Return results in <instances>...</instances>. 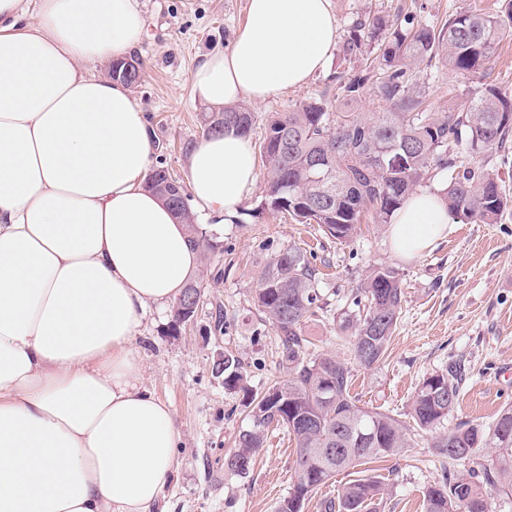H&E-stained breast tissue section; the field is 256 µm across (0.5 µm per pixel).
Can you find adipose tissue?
<instances>
[{
  "mask_svg": "<svg viewBox=\"0 0 512 512\" xmlns=\"http://www.w3.org/2000/svg\"><path fill=\"white\" fill-rule=\"evenodd\" d=\"M143 29L137 0H0V512H155L175 466L179 430L135 342L199 255L146 185V112L104 72ZM337 38L329 0H248L193 92L266 102L322 72ZM186 171L195 213L235 216L257 182L252 141L203 135ZM453 222L418 192L388 233L410 260Z\"/></svg>",
  "mask_w": 512,
  "mask_h": 512,
  "instance_id": "adipose-tissue-1",
  "label": "adipose tissue"
}]
</instances>
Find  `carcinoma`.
Returning <instances> with one entry per match:
<instances>
[{"label":"carcinoma","mask_w":512,"mask_h":512,"mask_svg":"<svg viewBox=\"0 0 512 512\" xmlns=\"http://www.w3.org/2000/svg\"><path fill=\"white\" fill-rule=\"evenodd\" d=\"M512 38V0L503 15L460 12L440 27L405 24L381 15L357 20L343 50L367 52L363 69L335 76L336 101L311 97L287 112L263 119L246 104L204 115L205 132L233 128L251 135L263 123L259 155L264 173L262 206L300 223L319 225L341 242L352 238L362 218L389 223L405 198L440 172L448 180L440 196L452 217L471 224H496L512 207L499 175L470 159L507 164L512 154V95L486 84L471 91L468 108L433 109L420 84V66L436 61L462 76L485 71L499 44ZM384 104L381 112H361L362 98ZM176 198L170 207L187 224L202 265L218 244L193 223L186 188L177 179L167 186ZM258 310L277 329L288 379L261 394L249 393L241 363L230 354L214 362L224 389L249 398L248 425L225 465L248 474L270 432L283 428L296 443L292 491L277 507L304 502L343 471L379 462L410 446L409 425L395 416L358 404L352 394L353 369L330 354L308 359L303 324L321 310L318 272L296 247L273 254L258 275ZM403 290L395 269L370 268L352 294L353 308L339 313L338 329L366 368L386 354L401 311ZM462 374L450 363L427 377L416 391L409 415L422 430L440 425L455 407ZM450 464L472 460L493 449L480 469L446 470L426 488L424 512H490L494 493L512 495V407L488 426L457 423L431 443ZM385 486L365 475L344 484L324 504V512H376Z\"/></svg>","instance_id":"carcinoma-1"}]
</instances>
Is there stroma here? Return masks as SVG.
<instances>
[{"label":"stroma","instance_id":"35a3bbf8","mask_svg":"<svg viewBox=\"0 0 512 512\" xmlns=\"http://www.w3.org/2000/svg\"><path fill=\"white\" fill-rule=\"evenodd\" d=\"M246 4L139 0L146 28L136 57L144 71L133 94L160 143L157 166L178 179L186 177L187 148L203 134L207 110L193 98L189 72L203 55L229 47L246 20ZM330 5L344 40L353 23L368 14L392 20L404 9L439 26L461 11L498 12L502 0H330ZM360 63V57L334 48L326 69L306 85L253 110L264 117L323 92L335 97L332 75L352 73ZM421 78L438 107L465 105L467 79L434 65L424 67ZM263 190V184H256L231 223L207 225L221 248L204 271L205 292L193 322L174 336L171 309L152 310L138 341L144 383L170 405L180 431L177 465L157 512H276L290 492L296 445L286 430L269 438L249 474L226 467L237 434L247 424L246 409L242 394L225 390L213 363L219 353L233 354L257 393L287 379L278 332L258 311L255 289L269 257L291 247L311 251L326 265L320 292L327 311L304 325L311 357L328 353L352 363L334 314L370 266L385 264L399 273L404 298L387 353L378 365L353 368V391L362 404L403 420L429 375L452 361L465 373L457 404L437 431L412 432L402 454L339 473L306 501L303 512H323L324 502L335 498L341 486L367 473L379 476L386 487L379 512H423V493L444 467L431 448L436 433L464 420L490 424L500 410L512 406V211L496 224H451L428 251L404 260L393 253L386 225L361 224L352 240L341 242L318 225L284 221L261 208Z\"/></svg>","mask_w":512,"mask_h":512}]
</instances>
